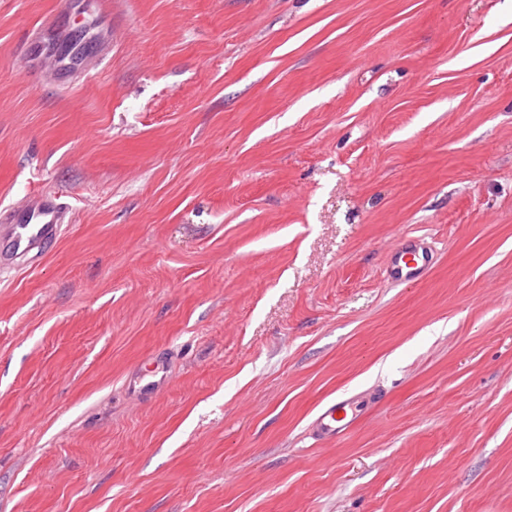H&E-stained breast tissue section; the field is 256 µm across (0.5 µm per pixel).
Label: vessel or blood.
<instances>
[{"instance_id":"obj_1","label":"vessel or blood","mask_w":512,"mask_h":512,"mask_svg":"<svg viewBox=\"0 0 512 512\" xmlns=\"http://www.w3.org/2000/svg\"><path fill=\"white\" fill-rule=\"evenodd\" d=\"M25 49L32 59L52 58L57 75L73 81L90 79L91 60L68 41H51L43 30L28 36ZM67 208L52 191L31 193L20 204L0 211V273L38 262L62 234ZM433 267V255L425 238L401 239L388 254L385 279L410 286L425 278ZM359 421L354 399L340 397L325 404L309 427L318 440L344 437Z\"/></svg>"}]
</instances>
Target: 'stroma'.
I'll return each instance as SVG.
<instances>
[{
  "instance_id": "obj_1",
  "label": "stroma",
  "mask_w": 512,
  "mask_h": 512,
  "mask_svg": "<svg viewBox=\"0 0 512 512\" xmlns=\"http://www.w3.org/2000/svg\"><path fill=\"white\" fill-rule=\"evenodd\" d=\"M63 2L0 0V209L68 208L0 278V512H512V0H112L71 87ZM70 42L71 40L52 42L50 37L45 36L44 29H37L31 36H28L24 50L28 51L34 60L52 58L57 76L68 78L71 81L96 77L97 73L91 72V60L102 55L112 44V32L108 44L100 45L97 52L90 58L82 55L80 42L72 48H68ZM433 264L432 251L424 237H404L388 254L385 280L410 286L425 278ZM355 398L339 397L325 404L309 427V434L316 440H337L344 437L358 423Z\"/></svg>"
}]
</instances>
